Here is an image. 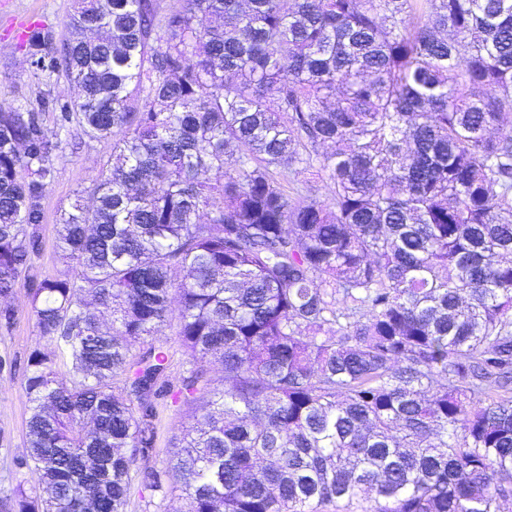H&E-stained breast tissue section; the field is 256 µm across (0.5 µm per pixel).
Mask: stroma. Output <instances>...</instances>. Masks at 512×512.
I'll return each mask as SVG.
<instances>
[{
	"instance_id": "stroma-1",
	"label": "stroma",
	"mask_w": 512,
	"mask_h": 512,
	"mask_svg": "<svg viewBox=\"0 0 512 512\" xmlns=\"http://www.w3.org/2000/svg\"><path fill=\"white\" fill-rule=\"evenodd\" d=\"M75 6V0H0V107L37 103L42 89L19 41L14 38L19 23L28 14H37L42 25L51 28L56 38L61 39L68 34L66 23ZM111 154V141L88 139L78 126H71L55 178L43 200L42 246L31 259L30 275L55 277L66 271V263L55 250L60 213L76 194L90 190L93 179ZM12 304L16 309L15 322L10 329L0 330V356L11 362L10 367L0 370V498L10 494L17 485L29 488L37 483L36 475L21 464L27 449L28 417L22 385L28 356L39 338L27 289H18ZM190 413V408L173 403L171 398L158 399L156 440L147 457L139 459V467L164 468L165 450L179 437Z\"/></svg>"
}]
</instances>
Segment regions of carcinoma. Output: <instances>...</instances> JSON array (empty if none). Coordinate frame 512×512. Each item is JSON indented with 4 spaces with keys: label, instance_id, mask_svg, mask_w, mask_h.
I'll return each mask as SVG.
<instances>
[{
    "label": "carcinoma",
    "instance_id": "carcinoma-1",
    "mask_svg": "<svg viewBox=\"0 0 512 512\" xmlns=\"http://www.w3.org/2000/svg\"><path fill=\"white\" fill-rule=\"evenodd\" d=\"M247 4L177 0L160 19L154 0H82L70 37L24 39L40 83L79 93L0 108V329L68 125L112 156L61 213L74 268L27 285L46 346L21 464L39 483L6 512H125L173 485L185 512H501L512 0ZM316 162L327 198L292 201L282 179ZM172 320L177 388L149 341ZM169 393L209 400L142 473Z\"/></svg>",
    "mask_w": 512,
    "mask_h": 512
}]
</instances>
